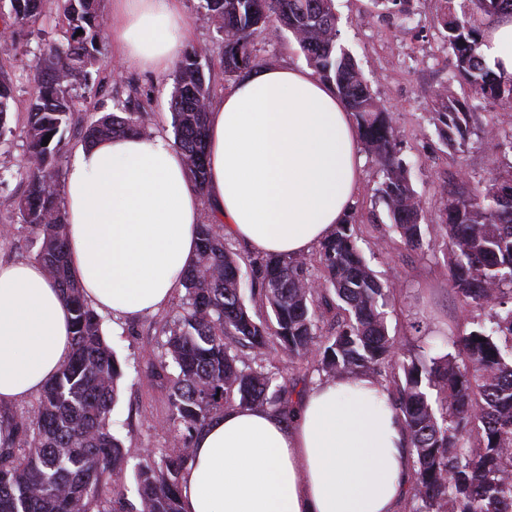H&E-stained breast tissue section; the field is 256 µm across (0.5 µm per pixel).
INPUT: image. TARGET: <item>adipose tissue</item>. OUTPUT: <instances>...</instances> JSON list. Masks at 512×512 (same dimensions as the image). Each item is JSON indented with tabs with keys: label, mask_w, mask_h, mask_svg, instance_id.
I'll return each instance as SVG.
<instances>
[{
	"label": "adipose tissue",
	"mask_w": 512,
	"mask_h": 512,
	"mask_svg": "<svg viewBox=\"0 0 512 512\" xmlns=\"http://www.w3.org/2000/svg\"><path fill=\"white\" fill-rule=\"evenodd\" d=\"M109 28L124 61L160 73L189 38L182 0H112ZM481 52L512 74V14ZM208 112L202 192L161 132L74 152L62 192L68 256L96 310L127 318L164 306L197 258L202 211L258 255L308 254L347 218L361 184L358 130L312 69H254ZM71 353V314L43 264L0 262V406L40 392ZM407 448L374 378L329 379L292 420L266 407L211 419L182 473V512H395Z\"/></svg>",
	"instance_id": "1"
}]
</instances>
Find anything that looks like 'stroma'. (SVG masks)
<instances>
[{"instance_id": "stroma-1", "label": "stroma", "mask_w": 512, "mask_h": 512, "mask_svg": "<svg viewBox=\"0 0 512 512\" xmlns=\"http://www.w3.org/2000/svg\"><path fill=\"white\" fill-rule=\"evenodd\" d=\"M339 17V41L356 59L376 96L389 110L402 133L401 155L410 165V181L423 205V246L407 249L389 225H369L374 204L377 169L372 159L362 167V186L357 197L360 229L358 246L378 279L393 284L391 333L404 336L411 322L429 324L431 344H439L443 334L463 327L467 317L448 288L444 257L446 239L434 220L443 192L455 188L460 178L478 180L488 176L496 156L487 135L486 124L494 116L493 107L480 109L469 142L458 150L444 145L430 122L438 91L451 86L458 98L472 91L461 80H451L454 59L437 37L434 20L436 0H417L411 19L403 24L379 17L372 0H335ZM189 43L205 55L211 67L212 93L220 95L224 81L220 62L224 53V32L206 15L200 0H184ZM68 24L62 0H43L36 23L16 27L6 52L0 53V70L13 89L10 133L0 137V260L15 261L36 256L40 242L22 224L16 210L25 183L17 170L25 149L28 107L36 91L35 66L44 48L66 43ZM256 43L267 64L302 66L306 59L290 33L262 32ZM100 62L91 68L88 83L97 87L85 96L82 85L72 95L78 112L68 126L60 151V166H68L72 154L82 144L81 126L88 120L116 111L129 94L149 99L151 129L172 133L170 100L173 75H162L137 66L120 65L112 49L111 35H104L98 46ZM184 289H177L170 302L158 312L123 321L102 315V329L122 369L118 399L110 414L112 434L129 453L126 469L117 488L131 504H138L134 464L144 449L166 451L177 446L178 427L170 418L169 398L175 366L159 370L158 360L165 351L164 322L173 321L179 311ZM268 362L280 380L286 381L290 400H297L319 382L318 373L296 367L286 354L272 353Z\"/></svg>"}]
</instances>
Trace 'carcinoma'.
<instances>
[{"instance_id":"cac0c4a2","label":"carcinoma","mask_w":512,"mask_h":512,"mask_svg":"<svg viewBox=\"0 0 512 512\" xmlns=\"http://www.w3.org/2000/svg\"><path fill=\"white\" fill-rule=\"evenodd\" d=\"M224 29V82L261 66L253 35L289 31L308 66L332 84L358 125L364 151L382 174L376 189L391 228L407 247L422 244L423 207L400 155L402 134L372 92L351 54L338 44L334 0H204ZM413 0H373L381 16L403 21ZM435 27L455 58L454 76L473 90L458 98L443 88L431 123L447 146L470 137L476 105L512 112V74L497 73L480 52L483 32L512 0H438ZM15 23H34L41 0H11ZM67 49L49 46L37 64L17 203L22 223L41 238L37 254L72 314V354L25 415L0 413V512H130L124 495L101 496L104 476L118 484L128 464L110 431L121 367L100 316L88 305L68 266L67 223L60 206L61 131L74 119L70 90L87 80L104 35L100 0H65ZM83 34L76 35L77 30ZM208 64L193 46L176 65L170 102L174 140L200 191L207 182ZM12 89L0 71V135L8 129ZM143 105L86 124L84 144L146 135ZM51 135L47 145L43 138ZM497 153L512 156V122L488 130ZM435 223L444 231L448 286L469 312L453 351L403 350L389 334L390 286L367 266L354 217L321 242L313 258L249 261L244 294L239 258L224 244L210 213L198 224V255L184 276L182 311L162 326L165 357L178 369L170 404L182 426L181 448L152 452L136 468L141 512H181L180 478L193 438L231 406H266L289 417L286 384L264 359L279 348L328 378L368 375L384 385L409 438L410 512H512V165L469 181L442 197Z\"/></svg>"}]
</instances>
